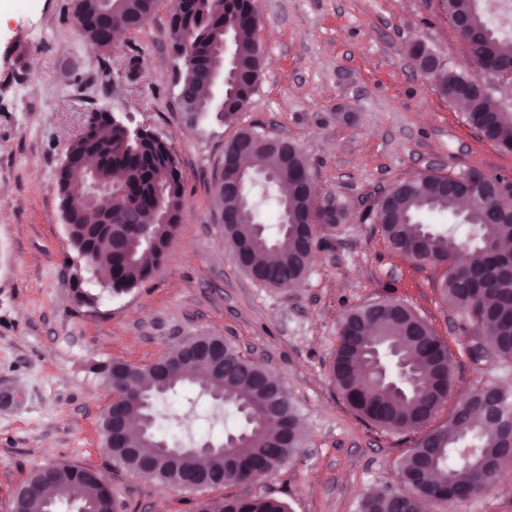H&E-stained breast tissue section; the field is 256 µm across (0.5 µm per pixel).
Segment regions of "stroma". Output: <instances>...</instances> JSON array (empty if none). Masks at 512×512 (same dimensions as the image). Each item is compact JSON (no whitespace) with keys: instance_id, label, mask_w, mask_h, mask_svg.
<instances>
[{"instance_id":"1","label":"stroma","mask_w":512,"mask_h":512,"mask_svg":"<svg viewBox=\"0 0 512 512\" xmlns=\"http://www.w3.org/2000/svg\"><path fill=\"white\" fill-rule=\"evenodd\" d=\"M73 0H5L0 6V512L35 470L66 463L105 476L118 512H195L199 501L272 496L289 512H358L362 496L399 488L416 434L361 419L331 380L346 311L395 298L415 309L455 357V393L489 383L512 389V362L473 363L465 346L485 330L441 298L444 269L389 249L366 216L384 189L434 169L477 168L512 177V153L470 126L413 60L427 46L467 68L443 0H259L265 49L259 86L233 122L190 120L176 103L169 0L107 50L77 35ZM130 116L174 147L183 172L182 221L151 279L115 295L87 278L95 305L76 300L79 257L63 221L57 172L85 115ZM243 128L305 152L315 200L346 205L324 227L297 287L267 288L224 249L214 180L225 144ZM224 337L273 373L304 419L301 447L270 480L175 489L115 468L101 448L109 400L93 364L146 367L176 341ZM164 435L199 445L223 440L240 418L194 390L159 406ZM502 483L426 512H512V463Z\"/></svg>"}]
</instances>
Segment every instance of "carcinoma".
Masks as SVG:
<instances>
[{"mask_svg": "<svg viewBox=\"0 0 512 512\" xmlns=\"http://www.w3.org/2000/svg\"><path fill=\"white\" fill-rule=\"evenodd\" d=\"M157 0H74L72 20L75 30L103 49L112 45L113 20L126 30H136L153 15ZM450 18L465 20L466 52L476 59H511L512 38L495 33L473 0H445ZM260 10L257 0H177L169 16L171 44L184 49L183 80L194 91L187 96L183 110L194 118L211 112L225 118L242 110L255 93L264 66L265 51L256 38ZM234 49L232 72L226 74L223 103L216 104L200 93L204 77L224 59V41ZM473 76L451 68L444 69L437 81L438 92L448 101L464 105L466 121L500 148L512 145V112L493 97L471 99L465 88ZM91 130L81 133L69 145L66 160L57 178L62 215L76 251L94 248L107 253L112 293L122 294L148 280L162 263L167 246L178 225L173 223L183 208V175L174 148L158 136L129 140L123 129L98 118L92 112ZM259 156L258 169L273 176L275 185L288 186L291 199L278 201L275 235L257 228V212L252 202L234 194L224 198V208L240 215L227 228L226 243L235 262L255 281L271 288L287 287L308 274L319 248L305 233L306 225L325 224L330 213L312 207L314 187H305L310 165L303 150L293 142L282 146L267 144L264 135L253 129L240 130L224 146V155ZM98 172L97 190L103 210L129 205L138 214V222L124 224L90 223L92 206L83 196L71 193L76 182ZM453 177L436 171L396 183L394 208L376 207L371 219L393 251L410 247L417 263L445 264L440 292L447 304L460 309L471 320L490 324V339L497 354L512 361V268L504 261L501 242L512 240V212L502 214L492 200L471 206L462 215L458 211V191ZM434 213H446L453 222L438 228L424 222ZM468 251L481 255L484 263L473 267L475 287L461 284L457 263ZM274 253L278 261L264 262ZM380 303L398 305L396 317L379 321L369 305L349 310L332 360L334 386L352 410L364 420L390 432H423L431 429L434 439L419 442L400 465V481L407 486L420 484L424 496L448 499L450 488L480 495L494 485L495 473L487 463L505 455V439L512 434V391L494 390L504 413L495 421L484 416L474 418L480 406L476 396L470 406L453 404L448 418L435 422L446 403L445 394L432 390L437 376L455 379V358L448 345L413 308L395 299ZM199 345L210 357L224 361V382L202 379L197 368L180 369L165 379L132 363L113 359L94 365V373L103 381L134 382L137 389L127 398L124 411L141 416L153 415L156 402L186 388H196L244 420L232 435L225 451L189 453L170 463L193 476L211 478L223 475V483L256 484L272 478L297 452L302 443V417L288 390L262 365L252 362L220 336L197 334L171 347L168 356ZM397 348L408 363L415 385L404 392L379 377L372 352L378 348ZM101 444L113 463L135 472L140 458L159 454L158 442L164 440L151 425L143 434H131L121 442H111L106 425H100ZM138 449L127 457L124 449ZM54 497L62 502L81 489L79 499L92 502L95 512H116L117 505L106 492L99 474L90 469L56 465ZM27 491V512H43L39 493L40 471L33 472L21 485ZM222 512H288L286 504L270 496H250L224 500ZM359 512H420V500L406 498L390 490L366 493Z\"/></svg>", "mask_w": 512, "mask_h": 512, "instance_id": "1", "label": "carcinoma"}]
</instances>
